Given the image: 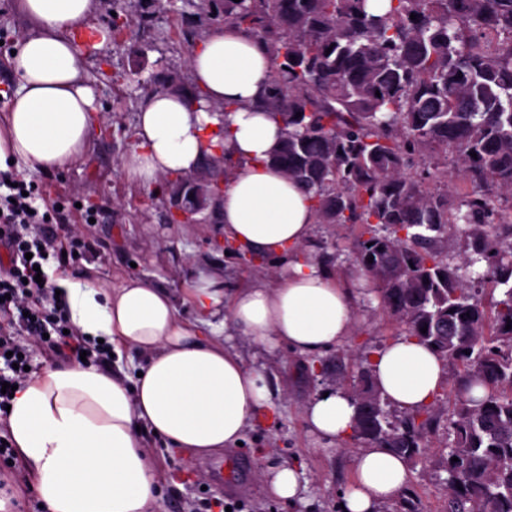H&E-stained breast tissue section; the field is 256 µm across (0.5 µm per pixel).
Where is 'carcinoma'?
Wrapping results in <instances>:
<instances>
[{
    "instance_id": "obj_1",
    "label": "carcinoma",
    "mask_w": 512,
    "mask_h": 512,
    "mask_svg": "<svg viewBox=\"0 0 512 512\" xmlns=\"http://www.w3.org/2000/svg\"><path fill=\"white\" fill-rule=\"evenodd\" d=\"M195 7L199 22L264 43L274 70L262 105L287 128L271 164L311 194L317 223L358 228L355 264L403 333L462 367L448 452L429 440L437 405L379 417L366 361L352 369L351 438L408 461L437 456L448 512H512V208L486 190L512 191V0ZM436 150L455 156L470 191L429 189L448 183L424 160Z\"/></svg>"
}]
</instances>
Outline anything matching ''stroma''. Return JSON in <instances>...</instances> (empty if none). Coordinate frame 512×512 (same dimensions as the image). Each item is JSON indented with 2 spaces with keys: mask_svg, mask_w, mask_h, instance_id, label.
I'll use <instances>...</instances> for the list:
<instances>
[{
  "mask_svg": "<svg viewBox=\"0 0 512 512\" xmlns=\"http://www.w3.org/2000/svg\"><path fill=\"white\" fill-rule=\"evenodd\" d=\"M133 22L126 39L113 40L101 52H89L84 71L95 93L101 120L92 146L80 161L44 171L10 168V175L38 185L49 201L60 205L61 223L49 225L56 238L76 235L87 247L71 265L73 275L92 274L109 285L135 275L166 288L178 315L196 321L195 308L184 291L200 277H214L219 288L271 285L273 272L244 265L225 254L211 210L191 221L173 224L166 206L153 199V186L126 179L120 160L135 141V118L141 102L159 92L163 79L188 84L187 57L200 33L191 0H154L148 11L131 7ZM0 113L8 108L7 93L17 88L12 52L28 32L18 0H0ZM352 227L316 225L306 255L334 254L331 274L337 287L353 295L355 321L351 333L316 361L289 352L286 346L259 347L239 334L219 333V341L236 351L247 366L256 368L268 390L266 417L246 432L241 445L198 462L190 454L169 451L149 431L140 440L150 454L159 491L158 512H204L203 502H221L234 512H341L344 492L355 478V441L338 445L313 434L304 408L318 393L336 389L338 369H350L365 347L380 348L399 336L400 325L388 320L373 290L355 264ZM295 463L301 489L294 502L270 496L262 475L279 461ZM403 497L382 502L377 512H445L446 474L433 464L407 465Z\"/></svg>",
  "mask_w": 512,
  "mask_h": 512,
  "instance_id": "1",
  "label": "stroma"
}]
</instances>
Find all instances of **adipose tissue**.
<instances>
[{"label":"adipose tissue","instance_id":"adipose-tissue-1","mask_svg":"<svg viewBox=\"0 0 512 512\" xmlns=\"http://www.w3.org/2000/svg\"><path fill=\"white\" fill-rule=\"evenodd\" d=\"M30 31L13 56L18 87L1 120L0 171L10 161L56 170L89 150L99 122L94 92L81 66L87 48L112 40L95 24L97 0H19ZM202 96L159 92L140 105L136 142L124 155L130 181L190 174L227 147L234 160L224 183L220 227L234 247L284 260L274 286L226 292L205 279L189 290L200 315L228 306L236 331L259 345L288 346L302 355L335 348L351 332L347 293L303 248L316 223L308 192L272 167L284 133L259 102L273 60L257 40L231 26L204 30L188 56ZM72 324L88 343L132 350L142 375L79 363L49 367L11 400L7 429L47 512H157L158 488L138 430L156 431L169 448L205 458L232 448L265 406L260 374L223 342L182 320L165 288L129 276L106 286L61 270L50 277ZM375 384L393 406L413 412L432 403L445 377L442 358L402 336L371 356ZM355 408L349 394L315 396L304 417L318 436L344 442ZM355 480L343 512H375L404 491L402 458L373 445L354 457Z\"/></svg>","mask_w":512,"mask_h":512}]
</instances>
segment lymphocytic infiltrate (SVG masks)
Listing matches in <instances>:
<instances>
[{
	"mask_svg": "<svg viewBox=\"0 0 512 512\" xmlns=\"http://www.w3.org/2000/svg\"><path fill=\"white\" fill-rule=\"evenodd\" d=\"M40 197L37 188L23 181L8 194L0 193V247L12 255L10 265L0 268V384L24 383L35 349L48 360L82 356L87 362L103 364L111 357L109 345L87 348L54 288L35 280L38 270L47 269L50 261L76 262L77 252L85 246L77 236L59 244L38 231V224L58 221L56 207L40 204ZM23 335L29 336L30 345L20 343Z\"/></svg>",
	"mask_w": 512,
	"mask_h": 512,
	"instance_id": "1",
	"label": "lymphocytic infiltrate"
}]
</instances>
